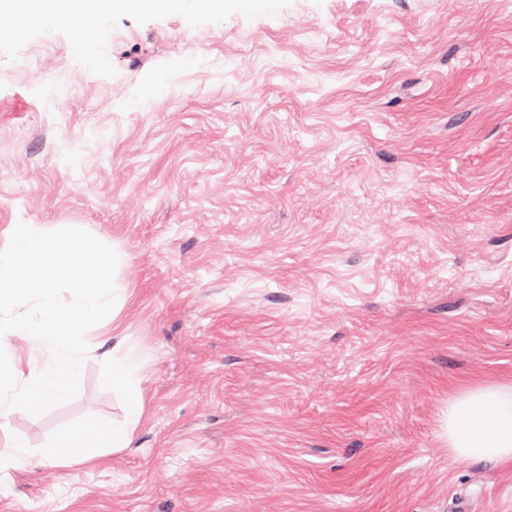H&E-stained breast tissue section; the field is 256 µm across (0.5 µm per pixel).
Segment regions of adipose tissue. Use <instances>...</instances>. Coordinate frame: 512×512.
Here are the masks:
<instances>
[{
    "mask_svg": "<svg viewBox=\"0 0 512 512\" xmlns=\"http://www.w3.org/2000/svg\"><path fill=\"white\" fill-rule=\"evenodd\" d=\"M27 15L59 13L77 22L105 11L110 0H24ZM112 364V387L124 393L127 416L109 426L83 424L57 435L42 455L63 466L103 463L108 449L127 447L143 412L136 384L138 362L120 346L104 351ZM448 449L461 461L482 460L512 470V380L475 383L453 391L442 418Z\"/></svg>",
    "mask_w": 512,
    "mask_h": 512,
    "instance_id": "1",
    "label": "adipose tissue"
}]
</instances>
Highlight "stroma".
I'll return each instance as SVG.
<instances>
[{
	"label": "stroma",
	"mask_w": 512,
	"mask_h": 512,
	"mask_svg": "<svg viewBox=\"0 0 512 512\" xmlns=\"http://www.w3.org/2000/svg\"><path fill=\"white\" fill-rule=\"evenodd\" d=\"M0 12V248L126 257L79 392L15 410L0 512H512L451 457L453 389L512 378V0H178ZM144 412L103 465L40 450ZM102 358L112 359V388L125 394L127 417L109 426L82 424L57 435L41 453L59 465L103 463L109 453L105 448L113 452L128 446L143 412V398L136 384L139 363L129 353L121 352L120 342L112 345V350H105Z\"/></svg>",
	"instance_id": "1"
}]
</instances>
